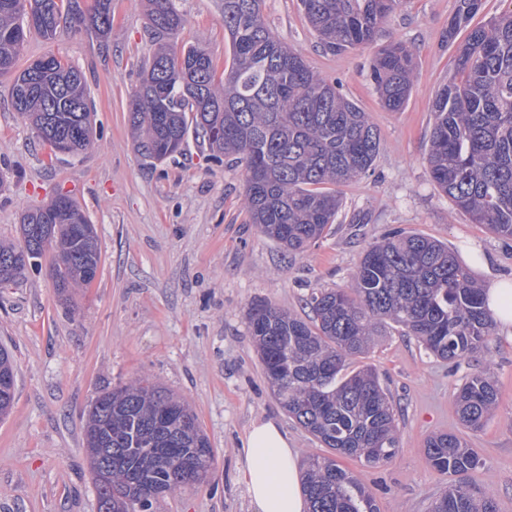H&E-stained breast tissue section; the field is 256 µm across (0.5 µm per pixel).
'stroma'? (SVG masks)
<instances>
[{
	"label": "stroma",
	"instance_id": "stroma-1",
	"mask_svg": "<svg viewBox=\"0 0 512 512\" xmlns=\"http://www.w3.org/2000/svg\"><path fill=\"white\" fill-rule=\"evenodd\" d=\"M185 18L177 43L203 44L217 68L231 64L224 0H178ZM456 0H404L374 44L326 50L301 0H264L270 30L322 78L341 79L347 97L369 113L380 151L369 175L343 186V207L323 238L290 254L250 224L244 172L212 158L201 137L150 164L136 152L129 106L141 66L155 49L141 0H112V30L97 38L65 29L56 39L28 34L18 68L47 55L84 75L96 135L77 154H55L12 107L11 82L0 79V242L19 243L23 214L68 195L93 224L100 247L97 279L62 300L49 276L51 254L0 288V346L15 367V402L0 417V512H97L84 426L95 399L149 376L186 401L213 448L205 481L160 499L154 512H252L240 478L242 439L253 421L270 419L299 458L324 448L274 395L249 332L252 306L270 303L308 318L311 293L349 284L366 247L400 228L448 244L477 281L487 272L512 278V240L472 223L432 181L425 161L432 104L453 75L448 20ZM412 51L413 89L402 110H386L370 81L380 47ZM488 256L490 271L477 266ZM355 366L377 368L390 392L400 439L397 456L360 473L381 512H428L457 482L428 462L427 439L461 433L478 453L467 474L475 493H491L512 512V340L491 338V351L452 365L416 337L385 327ZM499 388L492 417L464 430L454 408L459 386L476 371Z\"/></svg>",
	"mask_w": 512,
	"mask_h": 512
}]
</instances>
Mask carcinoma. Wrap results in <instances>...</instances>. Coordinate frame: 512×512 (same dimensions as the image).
<instances>
[{"label": "carcinoma", "instance_id": "cac0c4a2", "mask_svg": "<svg viewBox=\"0 0 512 512\" xmlns=\"http://www.w3.org/2000/svg\"><path fill=\"white\" fill-rule=\"evenodd\" d=\"M404 0H301L305 17L331 51L368 45ZM263 0H224L230 67L217 68L201 45L182 56L170 39L184 26L176 0H145L148 27L158 47L142 69L129 120L139 155L162 161L181 150L189 130L213 156L245 170L249 223L281 247L301 252L335 223L338 187L373 170L380 136L368 113L343 93L342 83L316 75L303 56L266 25ZM457 0L448 42L482 8ZM112 0L84 10L71 0H0V78L12 79V106L55 150L87 149L94 135L86 82L77 68L54 56L38 68L14 72L27 34L52 40L66 26L104 38L112 28ZM454 77L433 104L427 164L433 182L475 224L512 238V9L470 30L453 57ZM414 58L401 42L377 53L370 77L385 108L400 110L413 87ZM56 201L22 217V244H0V284L21 278L23 250L41 249L42 217ZM50 275L61 294L88 286L90 251L75 229L52 225ZM306 321L276 306L258 305L249 325L265 376L288 415L339 456L377 467L399 452L394 410L376 369L350 368L381 327H401L433 355L456 363L488 349L495 322L483 290L448 245L391 230L371 243L345 288L310 299ZM0 416L14 405V368L0 348ZM498 400L488 370L471 374L456 395L462 424L478 430ZM85 444L97 488L98 512H151L145 491L170 495L201 481L213 449L197 415L147 376L99 395L89 410ZM440 473L474 472L475 449L456 434L426 445ZM303 490L309 512H380L371 489L330 456L308 457ZM429 512H497L490 494L470 485L445 487Z\"/></svg>", "mask_w": 512, "mask_h": 512}]
</instances>
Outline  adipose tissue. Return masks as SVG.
I'll return each mask as SVG.
<instances>
[{
  "mask_svg": "<svg viewBox=\"0 0 512 512\" xmlns=\"http://www.w3.org/2000/svg\"><path fill=\"white\" fill-rule=\"evenodd\" d=\"M484 299L500 334L512 337V279L488 277ZM243 446L240 476L254 512H307L297 454L279 426L271 420L253 422Z\"/></svg>",
  "mask_w": 512,
  "mask_h": 512,
  "instance_id": "adipose-tissue-1",
  "label": "adipose tissue"
}]
</instances>
